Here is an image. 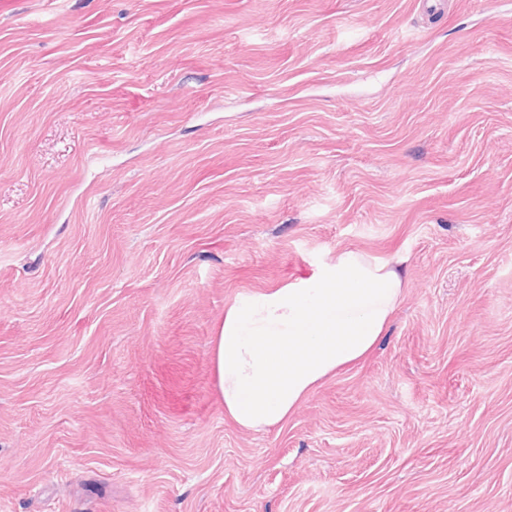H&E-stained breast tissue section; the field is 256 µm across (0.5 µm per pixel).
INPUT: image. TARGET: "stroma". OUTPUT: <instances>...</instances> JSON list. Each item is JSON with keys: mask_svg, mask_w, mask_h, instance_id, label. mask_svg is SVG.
Wrapping results in <instances>:
<instances>
[{"mask_svg": "<svg viewBox=\"0 0 512 512\" xmlns=\"http://www.w3.org/2000/svg\"><path fill=\"white\" fill-rule=\"evenodd\" d=\"M341 248L386 333L241 429L225 305ZM0 512H512V0H0Z\"/></svg>", "mask_w": 512, "mask_h": 512, "instance_id": "obj_1", "label": "stroma"}]
</instances>
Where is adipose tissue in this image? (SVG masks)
<instances>
[{
    "label": "adipose tissue",
    "mask_w": 512,
    "mask_h": 512,
    "mask_svg": "<svg viewBox=\"0 0 512 512\" xmlns=\"http://www.w3.org/2000/svg\"><path fill=\"white\" fill-rule=\"evenodd\" d=\"M404 286L400 261L343 248L308 280L238 295L212 338L225 415L250 431L285 422L376 346Z\"/></svg>",
    "instance_id": "ef3b65f1"
}]
</instances>
